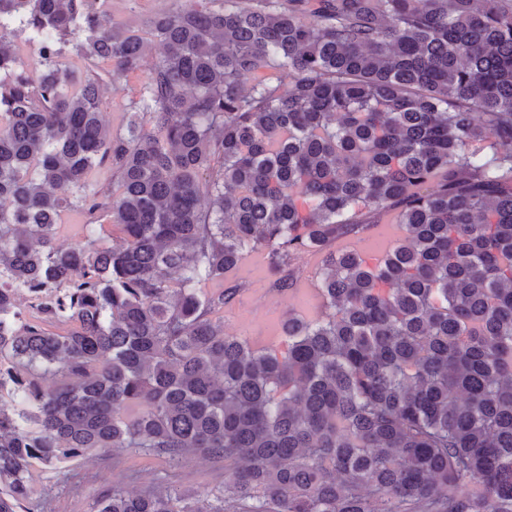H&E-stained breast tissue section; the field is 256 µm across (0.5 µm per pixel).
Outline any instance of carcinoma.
Instances as JSON below:
<instances>
[{"instance_id": "obj_1", "label": "carcinoma", "mask_w": 512, "mask_h": 512, "mask_svg": "<svg viewBox=\"0 0 512 512\" xmlns=\"http://www.w3.org/2000/svg\"><path fill=\"white\" fill-rule=\"evenodd\" d=\"M108 2L0 0V512L119 448L224 481L90 512H512V0H188L145 33ZM381 214L388 255L328 250ZM254 246L280 292L326 252L320 316L263 351L200 288ZM158 57V50L153 47L147 53L139 73L120 79L106 89L102 100V112L104 122L112 128V132L125 127L127 112H132L130 102L136 99L142 80L153 69Z\"/></svg>"}]
</instances>
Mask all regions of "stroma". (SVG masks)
Masks as SVG:
<instances>
[{"instance_id":"1","label":"stroma","mask_w":512,"mask_h":512,"mask_svg":"<svg viewBox=\"0 0 512 512\" xmlns=\"http://www.w3.org/2000/svg\"><path fill=\"white\" fill-rule=\"evenodd\" d=\"M184 3L185 0H111L110 14L116 23L143 30L151 17ZM158 57V51L148 52L140 73L106 89L103 119L112 130L125 127L130 103L137 97L143 75L153 69ZM401 236L399 226L390 217L374 216L363 231L339 237L335 244L378 258L397 245ZM322 268V254L298 255L290 267L293 288L283 293L274 286L276 273L269 265L266 249L259 247L246 253L239 266L224 276L225 286L239 289L234 302L224 308L225 332L241 337L256 349L278 343L279 325L288 313L309 318L319 312ZM223 477V469L196 455L172 463L132 449L117 450L110 457L94 452L58 470L37 473L34 512H90L94 496L104 487L138 493L150 483L168 480L193 492Z\"/></svg>"}]
</instances>
